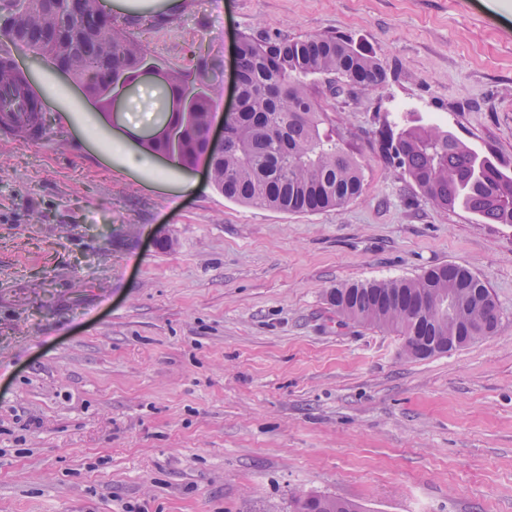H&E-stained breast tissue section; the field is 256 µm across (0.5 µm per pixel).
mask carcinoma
I'll return each mask as SVG.
<instances>
[{"instance_id":"cac0c4a2","label":"carcinoma","mask_w":512,"mask_h":512,"mask_svg":"<svg viewBox=\"0 0 512 512\" xmlns=\"http://www.w3.org/2000/svg\"><path fill=\"white\" fill-rule=\"evenodd\" d=\"M56 10V27L44 30L42 6ZM32 55H50L81 81L87 94L104 107L120 83L133 82L141 70L153 69L161 90L177 107L164 116L169 134L146 146L193 167L206 154L205 113L217 108L207 67L194 74L168 68L150 56L123 27L109 21L100 0H9L0 9V33ZM238 106L226 116L224 152L212 159L211 180L230 200L288 214L339 209L363 189L360 164L325 126L321 105L308 79L370 89L383 83L386 71L372 53L342 36H241L235 46ZM24 95L28 81L8 61H0V87ZM4 124L35 129L40 109L7 113ZM383 153L400 168L435 207H461L494 224H512V175L491 156L481 155L436 124L406 119L398 129L384 123L375 131ZM453 290L461 317L473 336L495 331L499 307L489 288L458 265L432 267L412 278L352 283L332 288L327 300L344 317L397 332L406 355L417 358L426 342L428 355L448 348L436 342L448 335L443 296ZM293 512H360L343 498L326 495L292 497Z\"/></svg>"}]
</instances>
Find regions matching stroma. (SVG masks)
<instances>
[{
    "label": "stroma",
    "mask_w": 512,
    "mask_h": 512,
    "mask_svg": "<svg viewBox=\"0 0 512 512\" xmlns=\"http://www.w3.org/2000/svg\"><path fill=\"white\" fill-rule=\"evenodd\" d=\"M170 68L234 98L238 38L341 35L386 70L311 84L361 194L286 214L155 155L145 110L34 70L40 141L0 132V512H512V224L434 207L375 130L414 114L512 174V12L492 0H133L113 12ZM197 182L187 192L184 182ZM469 268L495 334L426 359L347 321L326 292ZM112 146L115 148L116 154L125 160L126 166L130 169L137 171L144 170L146 165L151 162L149 155L131 151L122 138L113 137ZM294 512H359L360 507L343 498L326 495L292 497Z\"/></svg>",
    "instance_id": "1"
}]
</instances>
